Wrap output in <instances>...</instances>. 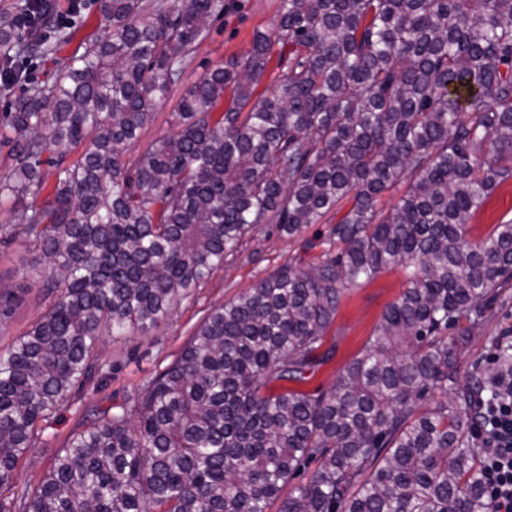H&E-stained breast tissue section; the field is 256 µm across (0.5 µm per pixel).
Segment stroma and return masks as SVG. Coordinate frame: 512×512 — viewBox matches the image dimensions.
<instances>
[{"instance_id": "stroma-1", "label": "stroma", "mask_w": 512, "mask_h": 512, "mask_svg": "<svg viewBox=\"0 0 512 512\" xmlns=\"http://www.w3.org/2000/svg\"><path fill=\"white\" fill-rule=\"evenodd\" d=\"M278 7L279 0H236L232 12L211 23L206 39L184 68L183 86L195 82L211 66L244 55L255 31H267L275 25ZM98 25V0H87L74 21L41 28L39 36L48 50L17 56L16 65L25 79L10 86L0 85V113L15 97L50 82L59 61L78 52L82 37L97 33ZM72 30L78 31V38L61 44V37ZM338 220V214H329L295 237L266 227L257 229L234 256L213 270L203 287L181 300L168 319L142 335L105 337L101 355L111 364V373L94 379L43 423L36 447L18 462L19 483L34 485L41 480L57 451L85 423L93 408L123 405L128 411H135L144 382L176 357L215 308L238 298L283 265L299 264L305 256L301 249L303 241L322 240ZM509 220L511 182L498 186L474 216L469 238L480 240L493 225ZM47 278L40 249L21 238L0 242V297L11 303L9 318L0 322V351L11 346L48 309L51 297L45 288ZM404 281L402 268L393 266L375 280L350 289L326 338L327 344L335 347L336 355L316 372L307 384L308 389H326L334 383L339 370L358 355L371 336L387 305L399 298ZM486 308L487 319L473 330L469 348L460 360L461 377L465 380L479 376L499 339L512 336V287L491 296Z\"/></svg>"}]
</instances>
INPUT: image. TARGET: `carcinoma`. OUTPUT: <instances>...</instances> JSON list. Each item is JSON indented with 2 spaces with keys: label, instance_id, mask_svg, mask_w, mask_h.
Listing matches in <instances>:
<instances>
[{
  "label": "carcinoma",
  "instance_id": "1",
  "mask_svg": "<svg viewBox=\"0 0 512 512\" xmlns=\"http://www.w3.org/2000/svg\"><path fill=\"white\" fill-rule=\"evenodd\" d=\"M234 6L99 0L101 33L0 114V200L32 198L0 239L39 247L60 290L0 354V512H489L472 400L502 391L460 385L459 359L512 282L511 220L465 240L512 181V0H280L275 26L134 152ZM24 37L0 19V58ZM276 44L277 84L258 94ZM343 200L317 260L215 309L145 382L136 424L91 410L41 481L17 484L41 423L111 372L102 337L167 319L255 228L294 237ZM394 265L405 288L336 382L286 387L334 359L345 292Z\"/></svg>",
  "mask_w": 512,
  "mask_h": 512
}]
</instances>
